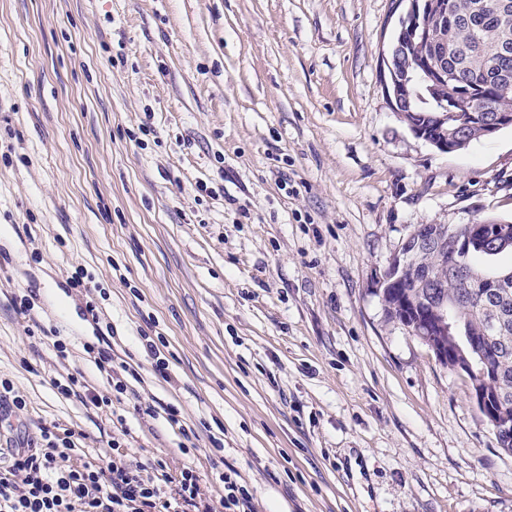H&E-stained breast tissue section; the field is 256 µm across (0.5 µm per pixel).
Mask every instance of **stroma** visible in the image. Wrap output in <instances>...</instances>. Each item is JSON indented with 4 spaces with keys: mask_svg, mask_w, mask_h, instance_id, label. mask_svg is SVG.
Listing matches in <instances>:
<instances>
[{
    "mask_svg": "<svg viewBox=\"0 0 512 512\" xmlns=\"http://www.w3.org/2000/svg\"><path fill=\"white\" fill-rule=\"evenodd\" d=\"M402 14L0 0V381L24 402L0 446L73 431L83 461L193 466L212 497L220 457L256 512H512L468 378L376 293L417 225L512 218V127L443 153L393 111ZM105 341L138 373L121 402L62 395L110 394Z\"/></svg>",
    "mask_w": 512,
    "mask_h": 512,
    "instance_id": "stroma-1",
    "label": "stroma"
}]
</instances>
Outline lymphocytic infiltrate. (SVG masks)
<instances>
[{
	"label": "lymphocytic infiltrate",
	"instance_id": "lymphocytic-infiltrate-1",
	"mask_svg": "<svg viewBox=\"0 0 512 512\" xmlns=\"http://www.w3.org/2000/svg\"><path fill=\"white\" fill-rule=\"evenodd\" d=\"M74 439L47 432L40 447L20 444L0 457V512H254L236 470L220 474L214 502L190 467L174 480L162 464L133 466L111 455L71 464Z\"/></svg>",
	"mask_w": 512,
	"mask_h": 512
}]
</instances>
